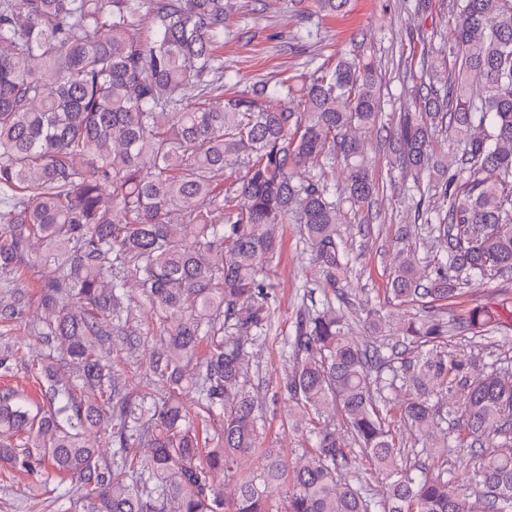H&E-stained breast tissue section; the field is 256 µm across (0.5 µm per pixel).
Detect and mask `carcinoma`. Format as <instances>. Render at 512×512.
<instances>
[{
	"instance_id": "carcinoma-1",
	"label": "carcinoma",
	"mask_w": 512,
	"mask_h": 512,
	"mask_svg": "<svg viewBox=\"0 0 512 512\" xmlns=\"http://www.w3.org/2000/svg\"><path fill=\"white\" fill-rule=\"evenodd\" d=\"M147 7L150 26L136 16ZM224 0H0V323L23 318L22 286L38 245L51 268L40 282L42 318L30 332L46 411L0 391V460L38 477L80 484L85 512H279L271 492L288 483L285 512H512V371L473 378L448 350L461 328L482 337L496 316L473 306L446 318L448 301L476 276L512 273V0H454L450 69L434 65L415 86L389 138L404 191L419 195L435 275L398 255L392 302L421 305L383 354L349 334L333 304L304 308L287 341L293 361L281 395L310 422L312 448L288 470L267 448L228 498L214 484L259 448L263 416L252 387L251 346L271 325L267 274L274 227L300 224L332 283L347 273L345 211L376 189L361 133L381 118L374 62L344 55L273 86L211 98L224 73ZM478 77L485 93L475 95ZM296 98L295 108H274ZM443 129L451 161L430 140ZM344 162V195L328 173ZM244 160V170L231 166ZM441 189L446 208L424 207ZM141 288L160 321L150 391L122 389L110 353L138 345L127 288ZM407 397L393 403L400 386ZM195 392L190 413L181 394ZM459 398L452 426L479 447L473 470L433 475L403 466L401 422L437 445L438 404ZM340 416L350 440L330 421ZM109 432L108 456L87 439ZM147 448L144 456L139 449ZM360 452L381 476L372 493L351 470Z\"/></svg>"
}]
</instances>
